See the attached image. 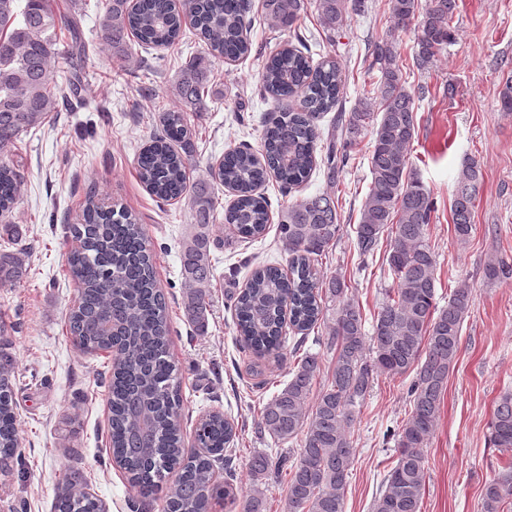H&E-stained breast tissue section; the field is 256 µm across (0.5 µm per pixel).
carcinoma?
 <instances>
[{
	"label": "carcinoma",
	"mask_w": 512,
	"mask_h": 512,
	"mask_svg": "<svg viewBox=\"0 0 512 512\" xmlns=\"http://www.w3.org/2000/svg\"><path fill=\"white\" fill-rule=\"evenodd\" d=\"M0 0V234L11 237L6 223L23 195L25 182L11 156L26 148L24 136L45 125L60 103L77 95L83 84L88 51L106 52L124 69L146 66L136 48L165 47L181 53L179 37L193 32L205 53L182 65L171 93L181 107L159 113L161 133L138 154L136 174L146 192L169 203L189 197L196 231L182 245L184 314L204 328L213 288L217 287L209 244L217 220L222 186L235 199L224 223L245 239L264 236L268 199L257 192L273 176L282 193L299 187L317 167L320 141L317 119L339 106L342 71L325 55L313 62L310 46L281 45L267 58L258 94L277 101L299 100L266 123L261 150L230 149L207 176L189 181L194 142L205 128L191 120L211 94L209 57L236 62L249 56L250 0H104L99 17L100 42L88 46L73 0ZM364 0H315L321 27L334 31L348 8ZM271 31L292 28L307 12V0H263ZM458 0H389L394 25H415L412 60L430 68L452 40L450 23ZM77 48L64 55L60 47ZM371 67L380 78L363 89L342 127L347 148L371 131V181L359 211L356 246L362 259L384 249L396 288L386 292L374 314L372 334L348 286L339 276L323 277L320 267L340 236L336 204L328 194L300 198L280 211L279 241L288 253V269L268 264L255 270L234 301L236 330L243 347L256 355L286 348L292 377L269 399L253 407L257 427L282 446L301 442L298 459L256 453L249 460L250 488L236 484L231 467L218 483L214 458L235 441L237 425L220 411L206 414L195 433L202 451L185 455L182 433L183 394L170 354V316L157 289L156 270L144 225L125 208L101 204L94 195L83 204L79 222L69 225L65 272L77 297L68 332L82 352L104 355L108 384L109 446L116 465L143 499L160 501L161 512H206L220 498L243 512H266L262 485L270 474L286 477V512H344L345 492L355 457L350 429L364 406L374 376L414 374L407 419L394 433L396 459L382 480L372 512H420L426 485L424 448L433 437L460 348L462 325L472 306V292L457 288L448 305L436 306V256L428 238L436 201L415 176L409 147L416 134L414 95L404 85L401 54L386 38L374 45ZM71 71L67 87L53 72L59 63ZM346 154L335 138L323 165L336 182ZM482 180L478 162L469 158L458 176L451 203L454 233L468 241ZM23 249L0 251V286L21 281L28 270ZM489 280L512 277V263L494 256L485 267ZM290 324L298 338L284 331ZM322 329L315 343L322 358L305 347L311 331ZM122 355L112 357V344ZM16 377L12 358L0 355V453L19 445L14 413ZM489 440L508 462L486 484L483 512H504L512 505V390L501 393L489 423ZM57 512H102L103 503L81 484L65 478Z\"/></svg>",
	"instance_id": "cac0c4a2"
}]
</instances>
